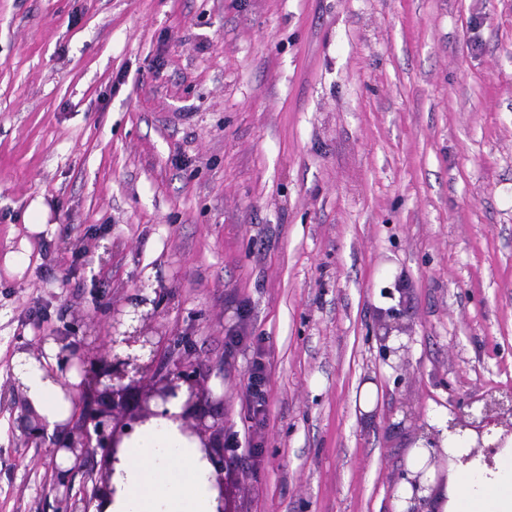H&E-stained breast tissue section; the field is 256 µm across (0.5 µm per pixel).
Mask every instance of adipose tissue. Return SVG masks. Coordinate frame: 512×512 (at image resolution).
<instances>
[{"mask_svg":"<svg viewBox=\"0 0 512 512\" xmlns=\"http://www.w3.org/2000/svg\"><path fill=\"white\" fill-rule=\"evenodd\" d=\"M15 376L26 402L40 416L47 433L60 432L73 402L66 384L77 375L58 371L57 348L46 345L41 359L19 354ZM153 418L125 437L113 465V490L92 512H216L215 470L197 437L184 433L174 416ZM450 460L440 502L442 512H512V436L493 458L473 453L464 439L442 431Z\"/></svg>","mask_w":512,"mask_h":512,"instance_id":"1","label":"adipose tissue"}]
</instances>
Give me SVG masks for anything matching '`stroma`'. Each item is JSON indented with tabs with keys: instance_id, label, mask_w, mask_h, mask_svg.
I'll list each match as a JSON object with an SVG mask.
<instances>
[{
	"instance_id": "1",
	"label": "stroma",
	"mask_w": 512,
	"mask_h": 512,
	"mask_svg": "<svg viewBox=\"0 0 512 512\" xmlns=\"http://www.w3.org/2000/svg\"><path fill=\"white\" fill-rule=\"evenodd\" d=\"M140 296L225 433L267 365L226 512H394L418 425L512 390V0H0V512L56 507L16 355ZM266 381L267 372L264 363L255 361L249 375L244 407L250 415V419L256 420L258 425L263 424L266 418L268 402Z\"/></svg>"
}]
</instances>
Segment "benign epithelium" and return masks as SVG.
<instances>
[{
  "mask_svg": "<svg viewBox=\"0 0 512 512\" xmlns=\"http://www.w3.org/2000/svg\"><path fill=\"white\" fill-rule=\"evenodd\" d=\"M159 300L145 297L135 299L132 309H112L108 345L95 352L78 355V360L87 376L91 398L80 401L81 425L67 427L66 433L55 447L49 449L52 456L64 450L75 458L79 465L84 458L102 451L108 458L105 478L101 485L93 486L91 497L108 490L109 477L115 454L124 437L134 429V425L151 417L168 415L166 404L179 393H185L183 411L178 415L183 432L199 438L216 472L219 489V507L224 512V465L227 459L224 451V427L209 425L205 416L196 414L201 405L204 388L200 383L197 368L179 361L171 368L162 369L157 364L159 350L165 337L155 336L146 329V322L157 312ZM152 305L150 311L142 307ZM151 383L137 413L128 412L127 396L134 383ZM160 402L162 410H153L150 402ZM512 417V395L509 401L482 396L471 397L453 411L448 420V431L460 436L465 432L475 433L474 448H483L487 456H492L503 447L505 437L512 435V421L494 443H485L484 436L491 435L489 427L502 424L504 415ZM17 427L28 443L42 444L45 440L44 427L39 416L27 408L17 418ZM71 470L59 471L52 493L58 504V512H75L72 507V487L66 480Z\"/></svg>",
  "mask_w": 512,
  "mask_h": 512,
  "instance_id": "obj_1",
  "label": "benign epithelium"
}]
</instances>
